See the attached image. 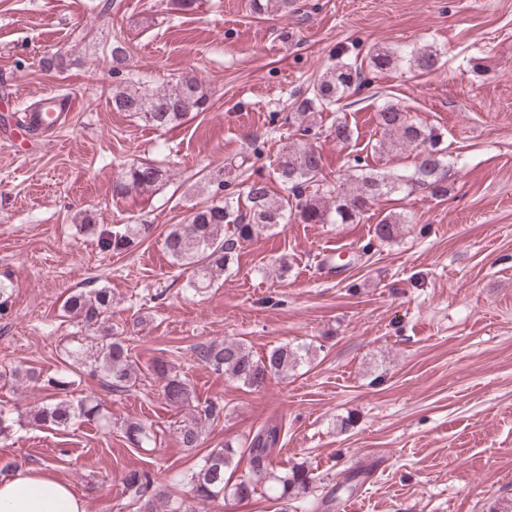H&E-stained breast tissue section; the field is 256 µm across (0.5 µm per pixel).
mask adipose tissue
I'll return each instance as SVG.
<instances>
[{"instance_id": "1", "label": "adipose tissue", "mask_w": 512, "mask_h": 512, "mask_svg": "<svg viewBox=\"0 0 512 512\" xmlns=\"http://www.w3.org/2000/svg\"><path fill=\"white\" fill-rule=\"evenodd\" d=\"M0 512H87L69 484L25 465L0 477Z\"/></svg>"}]
</instances>
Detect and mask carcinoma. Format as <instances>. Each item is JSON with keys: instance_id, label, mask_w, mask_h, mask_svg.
<instances>
[{"instance_id": "1", "label": "carcinoma", "mask_w": 512, "mask_h": 512, "mask_svg": "<svg viewBox=\"0 0 512 512\" xmlns=\"http://www.w3.org/2000/svg\"><path fill=\"white\" fill-rule=\"evenodd\" d=\"M250 4L257 14H265L270 8L286 13L294 6V0H250ZM409 61L426 72L439 65L437 54L427 50L410 55ZM393 64V56L380 52L371 55L368 62L373 72L386 71ZM369 82L362 67L338 62L327 68L306 91L294 95L286 121L297 127L298 137L281 146L273 170L276 180L291 194V200L275 196L263 177L249 173L251 156L247 155L237 163L247 183L245 202L235 197V192L230 190L231 183L221 179L213 190V200L192 205L187 222L171 225L165 237L167 255L174 265L191 272L192 287L210 286L224 274L241 243L283 224H353L360 221L373 200L409 187L426 189L432 197L448 193V156L443 154L446 147L440 146L442 136L414 122L410 113L395 103L377 112L381 138L371 146V151L382 155L417 149L412 172L381 175L369 167L368 158L357 155L349 164L357 172L349 191H340L322 175V157L313 145L322 132L314 114L349 97ZM208 101L203 83L193 76H182L164 90L138 86L133 79L112 90L113 109L140 115L158 129L181 123L193 111H205ZM164 176L165 171L155 164L134 163L113 183V195L122 197L133 190H152L163 182ZM404 223L406 220L397 214L384 215L375 225V238L381 243L392 240L399 225ZM152 231L151 224H130L102 234L100 246L108 252L122 254ZM111 308L112 292L107 288L75 292L64 304L67 313L96 329L101 336L93 362L110 379L112 387L118 389L127 387L135 368L122 333L108 321ZM199 356L213 370L251 389H260L268 380L287 375L301 360L298 347L280 346L257 358L245 343L235 339L207 344ZM153 372L162 382V396L168 404L182 406L190 400L188 383L165 361L155 363ZM8 377L16 381L24 378L39 381L59 391L75 385L64 371L43 379L30 369L15 367L8 371ZM99 414V404L89 397L76 403L57 398L38 409L33 421L42 426L65 428L76 417L92 421ZM280 433L279 425L268 424L252 435L247 448L249 467L234 483L225 478L226 469L233 465L237 455L231 445L204 456L200 469L190 478L191 497L209 502L229 494L243 502L262 488L273 500L286 504L309 493L313 477L304 465L285 470L274 468L272 455ZM125 435L137 447L151 440L147 428L137 422L125 427ZM178 438L184 448L199 447L204 439L201 421L182 422ZM123 483L132 498L143 502L142 512H156L150 495L154 483L150 472L131 471L124 476Z\"/></svg>"}]
</instances>
